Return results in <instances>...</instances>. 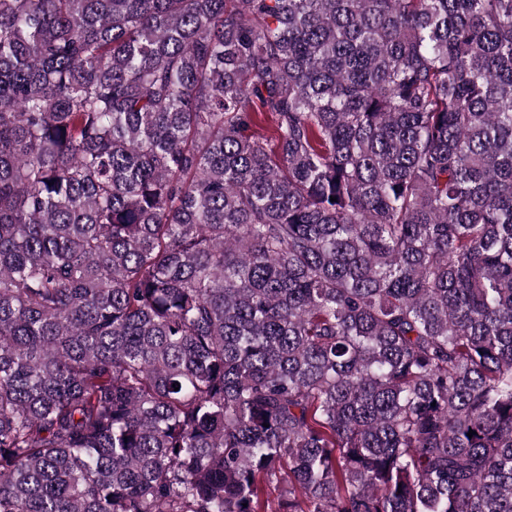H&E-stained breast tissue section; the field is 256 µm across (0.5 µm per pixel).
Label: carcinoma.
<instances>
[{
    "label": "carcinoma",
    "instance_id": "cac0c4a2",
    "mask_svg": "<svg viewBox=\"0 0 512 512\" xmlns=\"http://www.w3.org/2000/svg\"><path fill=\"white\" fill-rule=\"evenodd\" d=\"M0 512H512V0H0Z\"/></svg>",
    "mask_w": 512,
    "mask_h": 512
}]
</instances>
